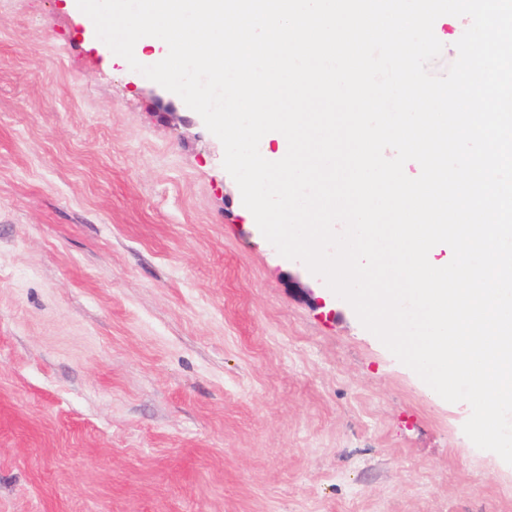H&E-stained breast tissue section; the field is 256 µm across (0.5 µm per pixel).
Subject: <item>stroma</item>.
Returning <instances> with one entry per match:
<instances>
[{
    "instance_id": "35a3bbf8",
    "label": "stroma",
    "mask_w": 512,
    "mask_h": 512,
    "mask_svg": "<svg viewBox=\"0 0 512 512\" xmlns=\"http://www.w3.org/2000/svg\"><path fill=\"white\" fill-rule=\"evenodd\" d=\"M223 156L67 0H0V512H512Z\"/></svg>"
}]
</instances>
